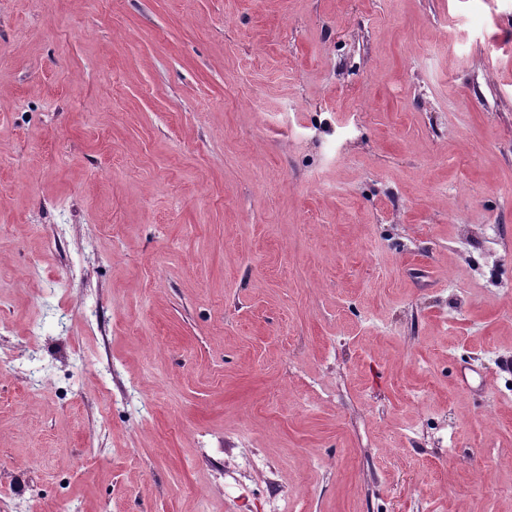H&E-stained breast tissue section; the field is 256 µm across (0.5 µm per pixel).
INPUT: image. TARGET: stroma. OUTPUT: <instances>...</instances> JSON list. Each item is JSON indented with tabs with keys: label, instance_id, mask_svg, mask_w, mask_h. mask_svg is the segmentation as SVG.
Returning <instances> with one entry per match:
<instances>
[{
	"label": "stroma",
	"instance_id": "stroma-1",
	"mask_svg": "<svg viewBox=\"0 0 512 512\" xmlns=\"http://www.w3.org/2000/svg\"><path fill=\"white\" fill-rule=\"evenodd\" d=\"M507 72L512 0H0V512H512Z\"/></svg>",
	"mask_w": 512,
	"mask_h": 512
}]
</instances>
